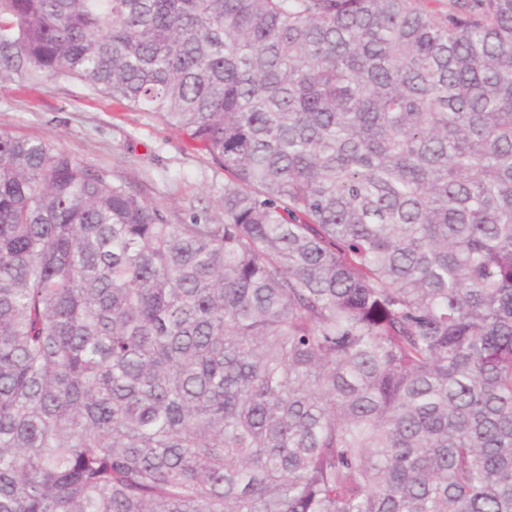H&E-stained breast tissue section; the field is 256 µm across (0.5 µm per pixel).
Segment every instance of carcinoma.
I'll return each mask as SVG.
<instances>
[{
  "mask_svg": "<svg viewBox=\"0 0 512 512\" xmlns=\"http://www.w3.org/2000/svg\"><path fill=\"white\" fill-rule=\"evenodd\" d=\"M224 168V223L0 133V512H512V0H0Z\"/></svg>",
  "mask_w": 512,
  "mask_h": 512,
  "instance_id": "1",
  "label": "carcinoma"
}]
</instances>
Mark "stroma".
<instances>
[{
    "label": "stroma",
    "mask_w": 512,
    "mask_h": 512,
    "mask_svg": "<svg viewBox=\"0 0 512 512\" xmlns=\"http://www.w3.org/2000/svg\"><path fill=\"white\" fill-rule=\"evenodd\" d=\"M47 141L159 205L170 223L220 224L224 169L155 115L76 80L0 79V132Z\"/></svg>",
    "instance_id": "35a3bbf8"
}]
</instances>
